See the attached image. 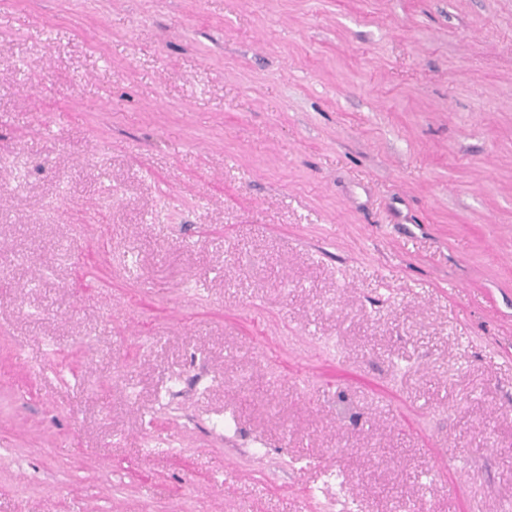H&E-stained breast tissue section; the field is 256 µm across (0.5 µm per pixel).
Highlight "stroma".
Returning <instances> with one entry per match:
<instances>
[{"label": "stroma", "instance_id": "1", "mask_svg": "<svg viewBox=\"0 0 512 512\" xmlns=\"http://www.w3.org/2000/svg\"><path fill=\"white\" fill-rule=\"evenodd\" d=\"M512 512V0H0V512Z\"/></svg>", "mask_w": 512, "mask_h": 512}]
</instances>
